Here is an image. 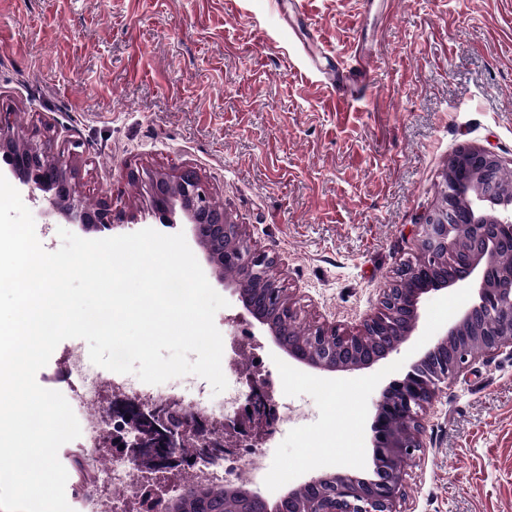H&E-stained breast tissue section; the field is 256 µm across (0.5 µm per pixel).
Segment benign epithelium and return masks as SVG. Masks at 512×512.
<instances>
[{
  "label": "benign epithelium",
  "instance_id": "benign-epithelium-1",
  "mask_svg": "<svg viewBox=\"0 0 512 512\" xmlns=\"http://www.w3.org/2000/svg\"><path fill=\"white\" fill-rule=\"evenodd\" d=\"M19 139L12 113H0V151L9 154L13 176L25 186L33 199L38 193H52L48 202L72 223L87 229L110 228L125 222V215L112 206L87 205L75 177L71 154L51 152L45 141L27 138V149L13 153ZM462 167L479 171L477 181L462 188L453 173ZM502 160L481 147L464 146L448 159L440 190V203L419 225V266L400 267L390 286L383 290L377 311L368 317L356 334H347L334 326L319 325L312 329L318 354L310 357L302 348L281 337L275 324L281 310L269 298L252 297L243 287L246 278L267 277L277 265V256L256 248L240 224H231L224 211L211 205V192L192 171L178 175L155 176L150 181L151 217L161 224H175L181 212L191 237L202 249L208 263L224 268L236 265L242 277L224 281L254 326L268 336L288 359L329 373L367 369L398 350L414 335L420 319V302L431 291L465 286L474 290L471 302L448 327L443 337L414 361L410 371L424 364L440 361L443 372L412 385L390 382L382 391L370 425L373 474H378L408 450L423 447L424 417L438 391V384L460 373L479 355H489L502 348H512V269L496 263L498 253L512 246V193L502 191L498 178ZM464 232L471 241V251L451 272H439L437 262L448 254L454 238ZM487 320L475 343L462 340L464 328ZM400 322L397 339L378 351H365L364 337L378 336L393 321ZM401 389L394 394L395 389ZM396 405H386L391 395ZM273 413L269 396L255 384L246 393L241 412L254 415L259 405ZM402 418L406 429L388 435L384 425L388 414ZM130 439L124 444L142 469L155 474L182 472L197 462L215 461L223 456L224 445L209 437L208 425L196 414L170 405L145 408L134 405L124 411ZM226 493L234 497L232 512H397L402 496V474L393 469L387 480H372L348 472L309 476L299 485L271 502L256 491L230 482ZM184 487L175 496L162 498L157 512H182L177 504L198 492Z\"/></svg>",
  "mask_w": 512,
  "mask_h": 512
}]
</instances>
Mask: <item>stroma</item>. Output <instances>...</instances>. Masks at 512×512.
Instances as JSON below:
<instances>
[{"instance_id":"35a3bbf8","label":"stroma","mask_w":512,"mask_h":512,"mask_svg":"<svg viewBox=\"0 0 512 512\" xmlns=\"http://www.w3.org/2000/svg\"><path fill=\"white\" fill-rule=\"evenodd\" d=\"M0 0V109L23 131L75 150L90 204L132 219L80 230L100 239L143 221L149 174L194 171L228 221L279 258L303 324L358 331L396 269L418 251L450 156L477 146L512 161V0ZM374 62L365 88L335 111L329 83L358 46ZM429 293L415 336L353 373L289 362L236 303L217 311L222 363L262 371L284 424L268 448L267 498L316 472L371 466L369 425L382 390L403 379L472 298ZM424 446L403 469L400 512H512V350L480 357L441 383Z\"/></svg>"}]
</instances>
